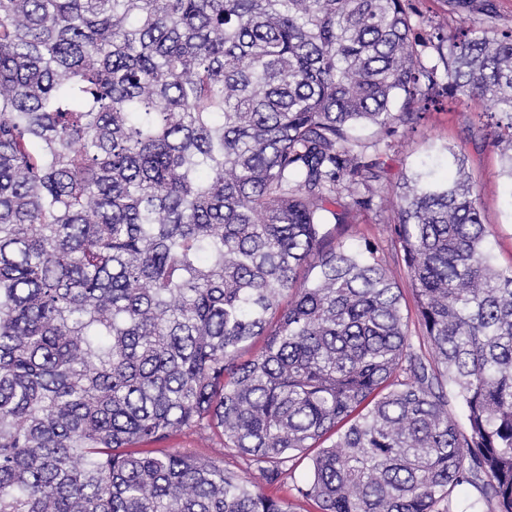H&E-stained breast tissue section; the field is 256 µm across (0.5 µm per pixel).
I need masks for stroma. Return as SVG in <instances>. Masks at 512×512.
Instances as JSON below:
<instances>
[{
    "mask_svg": "<svg viewBox=\"0 0 512 512\" xmlns=\"http://www.w3.org/2000/svg\"><path fill=\"white\" fill-rule=\"evenodd\" d=\"M487 109V104L478 100L461 98L451 102L443 97L425 112L416 127H399L390 137L362 129L357 136L384 161L382 188L389 194L396 191L404 174L424 163L433 167L437 176H447L449 149L463 151L478 194L482 222L491 233L494 259L506 268L512 266V186L502 173L499 155L484 143L479 115ZM392 222V213L380 211L378 206L362 208L357 210L353 223L332 227V238L353 247L368 242L377 245L379 259L392 269L405 289L409 282L390 229ZM167 445L191 449L241 474L247 471L246 461L216 438L204 441L197 433L187 431L168 440Z\"/></svg>",
    "mask_w": 512,
    "mask_h": 512,
    "instance_id": "stroma-1",
    "label": "stroma"
}]
</instances>
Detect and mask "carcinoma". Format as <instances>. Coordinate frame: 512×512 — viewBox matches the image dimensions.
<instances>
[{
	"instance_id": "cac0c4a2",
	"label": "carcinoma",
	"mask_w": 512,
	"mask_h": 512,
	"mask_svg": "<svg viewBox=\"0 0 512 512\" xmlns=\"http://www.w3.org/2000/svg\"><path fill=\"white\" fill-rule=\"evenodd\" d=\"M416 25L405 0H0V512H291L264 488L311 448L320 512H512V266L465 156L387 200L429 355L375 247L330 240L383 178L353 130L442 94L490 103L512 188V32L432 23L439 67ZM192 428L253 476L140 450Z\"/></svg>"
}]
</instances>
